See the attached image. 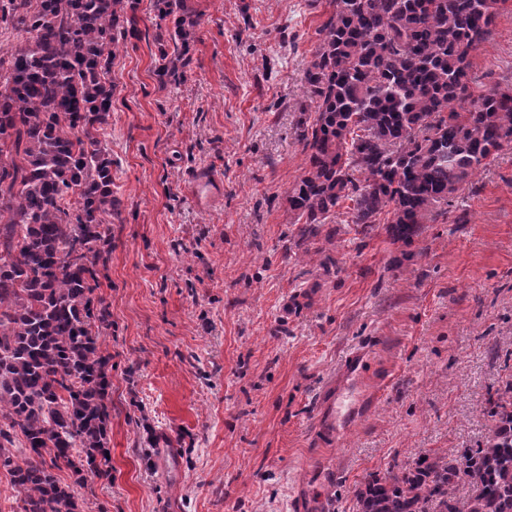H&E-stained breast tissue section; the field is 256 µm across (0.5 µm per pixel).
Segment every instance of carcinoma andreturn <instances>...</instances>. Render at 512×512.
I'll use <instances>...</instances> for the list:
<instances>
[{"mask_svg": "<svg viewBox=\"0 0 512 512\" xmlns=\"http://www.w3.org/2000/svg\"><path fill=\"white\" fill-rule=\"evenodd\" d=\"M507 0H330L304 73L313 109L288 203L315 239L344 200L352 223L390 208L393 234L450 205L463 183L512 144V87L472 97V56ZM138 0H0V25L23 39L0 56V466L23 512H81L72 485L112 478V389L102 348L111 326L97 265L112 215V157L101 136L120 45L139 38ZM172 19L159 41L161 83L189 61L184 0H154ZM354 135L347 141L348 135ZM489 435L458 465L424 455L371 475L357 512H512V379L488 400ZM20 443L17 459L6 446ZM466 480L472 493L451 490Z\"/></svg>", "mask_w": 512, "mask_h": 512, "instance_id": "carcinoma-1", "label": "carcinoma"}]
</instances>
